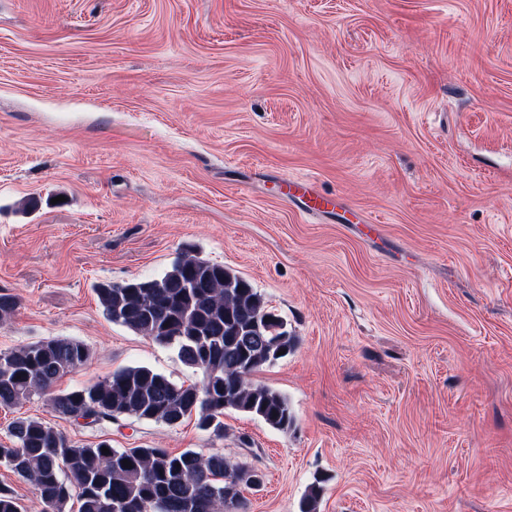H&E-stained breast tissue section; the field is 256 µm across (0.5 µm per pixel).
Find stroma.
Returning a JSON list of instances; mask_svg holds the SVG:
<instances>
[{"label": "stroma", "mask_w": 512, "mask_h": 512, "mask_svg": "<svg viewBox=\"0 0 512 512\" xmlns=\"http://www.w3.org/2000/svg\"><path fill=\"white\" fill-rule=\"evenodd\" d=\"M185 253L298 336L253 375L292 427L91 429L35 398L0 408V442L29 415L220 448L263 477L247 512H300L315 484L316 512H512V0H0V352L82 340L60 391L135 365L198 380L94 290ZM287 188L286 195L303 200L310 211L327 212L335 207L334 198L317 194L309 181H289Z\"/></svg>", "instance_id": "1"}]
</instances>
